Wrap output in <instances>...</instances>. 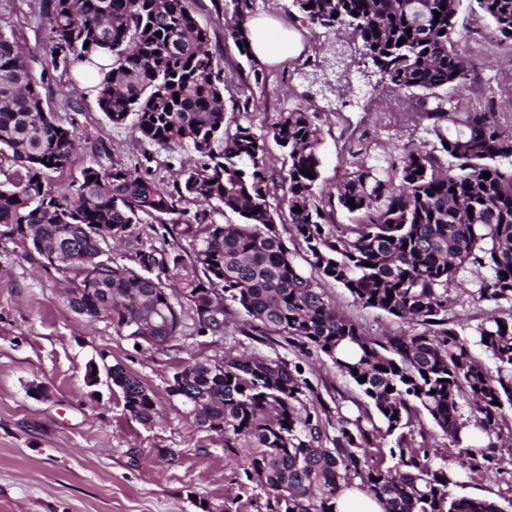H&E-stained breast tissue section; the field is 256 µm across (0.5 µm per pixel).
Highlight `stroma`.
I'll return each instance as SVG.
<instances>
[{"mask_svg":"<svg viewBox=\"0 0 512 512\" xmlns=\"http://www.w3.org/2000/svg\"><path fill=\"white\" fill-rule=\"evenodd\" d=\"M225 4L194 0L192 7L199 24L208 28L224 69L231 70L239 57L224 39L231 18ZM256 12L297 29L303 45L298 57L268 68L265 86L247 88L254 112L225 114L229 121L253 123L273 169L282 168L284 156L270 125L275 112L294 105L322 115L320 181L331 190L347 173L350 142L363 141L375 157L433 144V136L425 132L426 119L414 112L409 99L383 90L378 74L354 52H347L334 92L322 93L305 79L313 66H326L334 37L292 12L290 0H257ZM0 28L14 32L34 74L47 76L42 88L46 108L62 116L79 109L81 142L73 171L91 165L105 150L112 161L129 167L148 153L154 176L170 178L167 152L136 141L131 126L109 123L93 92L79 100L70 97L75 75L52 65L40 0H0ZM458 29V49L477 70L471 90L455 96L454 106L467 112L495 100L498 121L511 128L512 47L500 43L489 19L470 9L461 10ZM481 277L476 269L462 271L451 288L455 303L449 317L464 336L490 315L512 313L506 303L472 300ZM65 282V274L43 266L19 241L0 238V512H199L196 498L221 500L236 494L247 501V512H267L264 490L245 481L223 437L198 430L180 406L168 401L173 373L195 359L256 354L299 364L312 387L303 403L325 408L323 430L331 440L337 417L352 419L368 407L356 384L324 355L277 336L256 341L241 335L233 323L220 336L186 330L169 351L134 348L110 322L73 312L61 295ZM324 289L337 310L368 336L382 338L401 330L395 318L362 307L342 285L329 281ZM93 361L121 364L137 376L157 396L159 418L143 425L124 411L120 393L106 382L88 385L87 367ZM36 385L44 388V398L29 396ZM469 433L471 444L493 449L501 466L470 475L457 486V494L491 500L512 512V436L489 435L475 425Z\"/></svg>","mask_w":512,"mask_h":512,"instance_id":"stroma-1","label":"stroma"}]
</instances>
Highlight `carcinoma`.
Masks as SVG:
<instances>
[{
    "mask_svg": "<svg viewBox=\"0 0 512 512\" xmlns=\"http://www.w3.org/2000/svg\"><path fill=\"white\" fill-rule=\"evenodd\" d=\"M229 2L234 22L225 40L249 64L238 68L239 79L261 85L266 75L246 46L256 0ZM468 2L512 47V0ZM291 3L315 28L347 34L384 86L420 108L438 144L382 159L363 146L350 153L351 170L336 194L327 195L320 113L295 105L274 118L284 172L267 164L253 125L225 124L222 95L231 81L190 0H41L51 51L59 52L55 66L66 73L77 64L95 66L99 110L114 126L132 123L138 140L170 152L179 169L173 181L159 180L146 156L134 168L98 161L53 181L50 174L71 167L77 119L45 108L44 78L34 75L15 34L0 30V155L16 165L0 180V237L29 243L44 263L56 257L55 269L74 273L69 307L112 323L120 336H137L136 347L171 348L184 333L187 309L197 334L222 336L230 303L242 314L243 335L313 349L356 382L373 411L339 417L336 447L326 448L314 414L298 407L310 386L297 365L226 356L189 362L173 374L182 379L185 417L224 436L226 446L245 441L237 466L266 491L268 512H335L338 491L357 479L385 512H503L453 491L457 454L470 456L473 473L492 462L467 445L461 400L487 434L498 433L512 410V313L487 318L473 333L497 363L493 372L448 318L450 287L469 266L488 271L474 300L512 305V131L496 120L495 105L460 114L448 97L450 88L472 87L474 65L457 49L463 0ZM103 55L110 63L98 62ZM445 122L454 130L443 129ZM182 150L195 158L182 160ZM332 202L348 223L325 212ZM228 211L243 222H218ZM285 222L318 277L296 266L276 228ZM146 223L161 246L135 248L122 263L102 256ZM183 239L193 242L191 250ZM321 280L341 284L355 302L407 329L384 341L368 337L336 312ZM112 385L126 413L154 423L159 401L139 378L114 364ZM422 411L458 453L414 447L404 429ZM373 412L385 429L363 425ZM381 432L398 433L387 454L374 446ZM197 507L243 512L239 498L229 496L202 497Z\"/></svg>",
    "mask_w": 512,
    "mask_h": 512,
    "instance_id": "cac0c4a2",
    "label": "carcinoma"
}]
</instances>
